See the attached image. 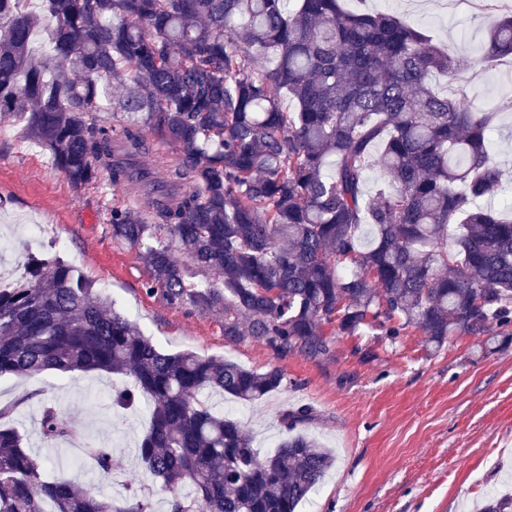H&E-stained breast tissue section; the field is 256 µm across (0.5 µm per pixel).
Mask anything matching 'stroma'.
<instances>
[{
	"mask_svg": "<svg viewBox=\"0 0 512 512\" xmlns=\"http://www.w3.org/2000/svg\"><path fill=\"white\" fill-rule=\"evenodd\" d=\"M349 9L397 14L418 25L458 62L448 93L466 90L497 112L490 154L512 182V57L472 65L488 20L512 11V0H345ZM0 237L11 256L0 277L22 272L27 253L57 254L92 279L118 311L168 352L192 350L248 369L283 370L288 386L253 403L218 393L210 400L254 436L261 454L285 436V404L312 406L310 432L334 451L336 462L299 512H467L488 493L512 492V338L484 352V337L455 336L435 352L407 329L396 342L364 329L348 336L325 326L329 352L319 360L276 355L263 343L224 337V316L192 306L171 307L147 294L146 264L139 251L113 240L110 213L118 197L108 178L77 190L54 165L49 151L27 140L21 126L0 121ZM40 227L38 239L14 233L15 224ZM128 377L107 372H42L0 378V405L28 402L9 423L28 437L32 453L46 454L39 434L40 403L54 402L82 443L108 442L112 471H79L57 453V471L75 483L123 500L143 479L136 447L149 427V408L123 414L111 406L115 387Z\"/></svg>",
	"mask_w": 512,
	"mask_h": 512,
	"instance_id": "1",
	"label": "stroma"
}]
</instances>
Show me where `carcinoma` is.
I'll use <instances>...</instances> for the list:
<instances>
[{"label":"carcinoma","instance_id":"1","mask_svg":"<svg viewBox=\"0 0 512 512\" xmlns=\"http://www.w3.org/2000/svg\"><path fill=\"white\" fill-rule=\"evenodd\" d=\"M40 30L46 55L32 45ZM511 55L504 15L473 64ZM455 72L425 30L341 0H0V117L77 189L106 172L133 192L134 162L169 147L151 209L112 206V239L144 256L148 293L221 312L224 338L283 357L322 358L326 325L391 342L411 327L432 351L491 327L512 335V218L488 206L506 191L489 152L497 113L435 91ZM372 167L383 182L367 192ZM47 370L131 377L114 407L150 398L138 453L170 493L166 512H297L334 463L300 431L312 407H285L287 437L262 456L202 397L253 403L286 387L281 369L167 352L60 256L30 254L0 284V377ZM72 432L41 402L46 447ZM85 455L112 471L110 449ZM54 464L1 423L0 512H155L145 485L117 503L49 477ZM481 512H512V494Z\"/></svg>","mask_w":512,"mask_h":512}]
</instances>
